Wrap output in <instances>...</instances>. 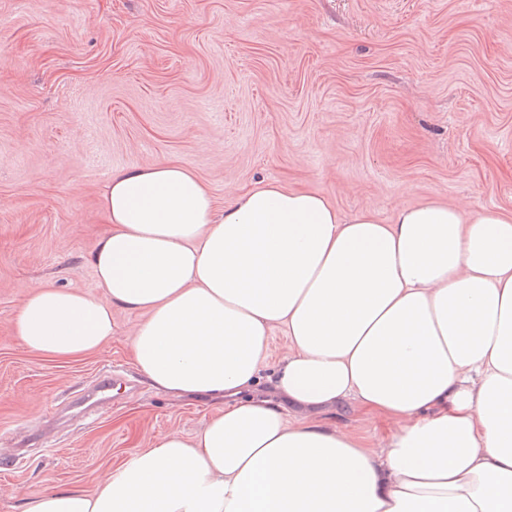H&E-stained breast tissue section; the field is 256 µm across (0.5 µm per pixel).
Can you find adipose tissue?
I'll return each instance as SVG.
<instances>
[{"label":"adipose tissue","mask_w":512,"mask_h":512,"mask_svg":"<svg viewBox=\"0 0 512 512\" xmlns=\"http://www.w3.org/2000/svg\"><path fill=\"white\" fill-rule=\"evenodd\" d=\"M100 209L103 298L36 288L16 336L76 357L111 340L113 305L141 311L139 370L224 411L26 512H512V214L429 200L346 218L277 181L221 207L177 162L112 175ZM278 328L280 392L398 419L386 454L249 395Z\"/></svg>","instance_id":"1"}]
</instances>
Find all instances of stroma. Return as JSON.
Here are the masks:
<instances>
[{
	"label": "stroma",
	"mask_w": 512,
	"mask_h": 512,
	"mask_svg": "<svg viewBox=\"0 0 512 512\" xmlns=\"http://www.w3.org/2000/svg\"><path fill=\"white\" fill-rule=\"evenodd\" d=\"M173 161L217 201L277 180L343 215L437 199L512 212V0H0V512L28 494L93 492L223 401L154 388L112 309V339L71 358L26 349L13 318L36 287L102 296L91 255L112 173ZM268 340L253 396L386 445L398 421L346 401L289 404ZM127 381L70 405L109 366Z\"/></svg>",
	"instance_id": "35a3bbf8"
}]
</instances>
